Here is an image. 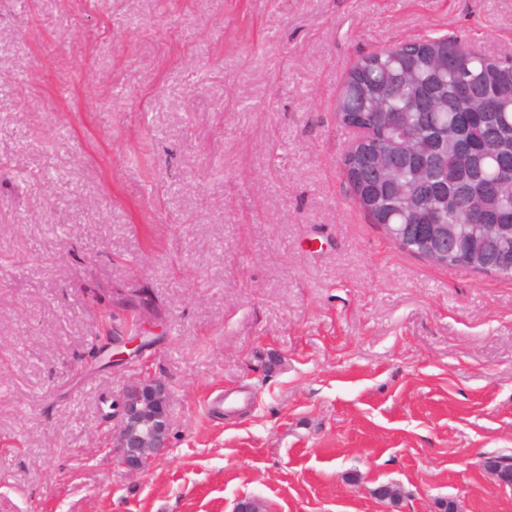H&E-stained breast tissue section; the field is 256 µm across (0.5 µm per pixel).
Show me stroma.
Listing matches in <instances>:
<instances>
[{
  "instance_id": "35a3bbf8",
  "label": "stroma",
  "mask_w": 512,
  "mask_h": 512,
  "mask_svg": "<svg viewBox=\"0 0 512 512\" xmlns=\"http://www.w3.org/2000/svg\"><path fill=\"white\" fill-rule=\"evenodd\" d=\"M437 36L512 57V0H0V512H512V280L401 251L343 174L349 70ZM169 390L158 379L129 382L115 409L112 455L130 471L148 468L169 446Z\"/></svg>"
}]
</instances>
